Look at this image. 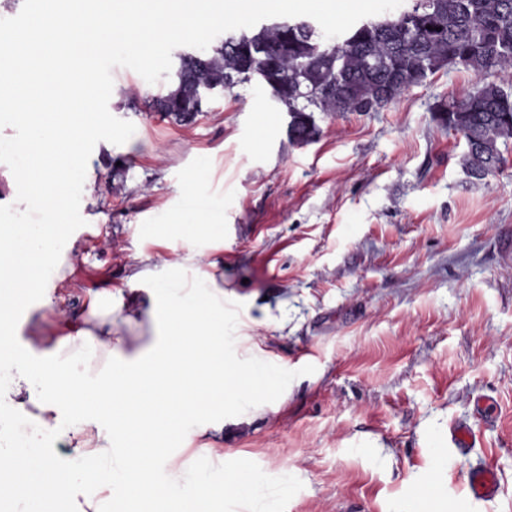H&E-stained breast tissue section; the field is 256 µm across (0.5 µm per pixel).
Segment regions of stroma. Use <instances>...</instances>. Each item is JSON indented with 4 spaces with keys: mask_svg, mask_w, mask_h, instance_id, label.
Segmentation results:
<instances>
[{
    "mask_svg": "<svg viewBox=\"0 0 512 512\" xmlns=\"http://www.w3.org/2000/svg\"><path fill=\"white\" fill-rule=\"evenodd\" d=\"M410 5L365 0L344 20L305 18L331 40ZM279 18L213 24L153 64L104 57L100 135L83 148L103 216L84 225L72 193L80 236L60 305L80 317L91 292L126 287L146 257L157 275L223 287L225 358L282 374V389L187 417L189 443L170 442L156 465L162 487L209 448L213 485L247 467L287 487L277 512H512V142L474 181L463 139L435 117L498 76L451 67L379 111L316 113L308 144L290 141L287 113L257 82L214 91L189 124L154 112L180 54ZM192 199L203 233L173 236ZM458 424L477 436L469 452L448 439ZM482 466L500 491L478 501L467 478Z\"/></svg>",
    "mask_w": 512,
    "mask_h": 512,
    "instance_id": "1",
    "label": "stroma"
}]
</instances>
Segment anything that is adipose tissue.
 I'll use <instances>...</instances> for the list:
<instances>
[{
  "mask_svg": "<svg viewBox=\"0 0 512 512\" xmlns=\"http://www.w3.org/2000/svg\"><path fill=\"white\" fill-rule=\"evenodd\" d=\"M26 26L0 23V113L24 135L0 133V164L11 191L0 209L21 222L0 225V280L34 309L57 306L65 280L55 233L65 224L64 199L82 187L95 204L82 144L94 135L96 62L124 48L145 51L180 37L201 36L210 16L232 18L265 7V0H24ZM152 272L133 268L129 287L96 295L74 332L52 346H33L8 360L6 397L32 406L38 425L54 427L88 449L95 470L61 468L35 436L0 442V498L22 486L21 512H55L59 495L84 488L96 512L105 493L115 512H220L223 494L264 498L259 480L235 479L216 491L203 471L175 469L173 493L153 483L160 431L180 433L185 417L223 406L238 387L224 359V291L185 288L176 278L158 285L143 313L149 342L126 350L112 331L136 301L135 286Z\"/></svg>",
  "mask_w": 512,
  "mask_h": 512,
  "instance_id": "ef3b65f1",
  "label": "adipose tissue"
}]
</instances>
